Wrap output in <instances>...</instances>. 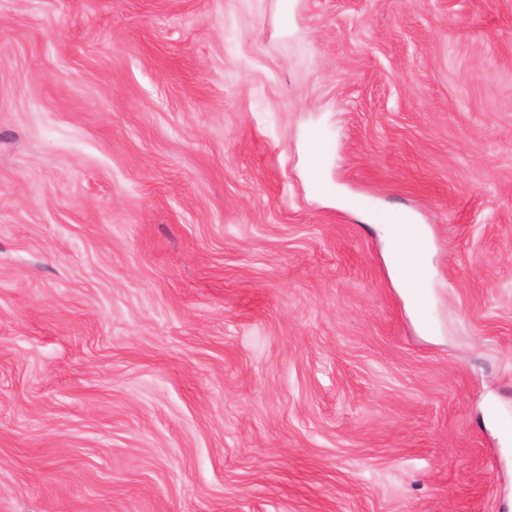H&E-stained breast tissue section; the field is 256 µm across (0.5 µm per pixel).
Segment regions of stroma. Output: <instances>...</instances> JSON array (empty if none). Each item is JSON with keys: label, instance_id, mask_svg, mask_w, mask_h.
Wrapping results in <instances>:
<instances>
[{"label": "stroma", "instance_id": "obj_1", "mask_svg": "<svg viewBox=\"0 0 512 512\" xmlns=\"http://www.w3.org/2000/svg\"><path fill=\"white\" fill-rule=\"evenodd\" d=\"M0 512H512V0H0ZM389 235L402 241L406 247L393 257L397 268L406 269L414 279H420L425 274L424 238L418 226L401 213L390 214L384 220Z\"/></svg>", "mask_w": 512, "mask_h": 512}]
</instances>
